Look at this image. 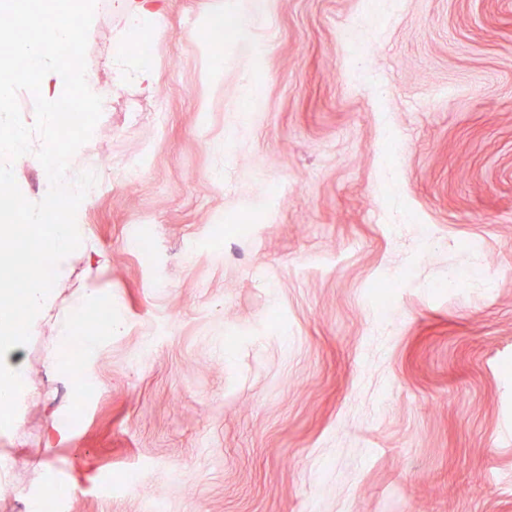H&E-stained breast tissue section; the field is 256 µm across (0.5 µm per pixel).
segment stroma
<instances>
[{
  "instance_id": "1",
  "label": "stroma",
  "mask_w": 512,
  "mask_h": 512,
  "mask_svg": "<svg viewBox=\"0 0 512 512\" xmlns=\"http://www.w3.org/2000/svg\"><path fill=\"white\" fill-rule=\"evenodd\" d=\"M136 2L94 13L68 175L142 165L22 315L0 512L49 468L56 512H512V0H158L148 59ZM79 299L87 393L47 360ZM139 165L132 163L127 167L113 166L111 158L108 154L103 152H95L93 159L92 172H108L112 170V179L114 180H127L132 176V173L137 170Z\"/></svg>"
}]
</instances>
